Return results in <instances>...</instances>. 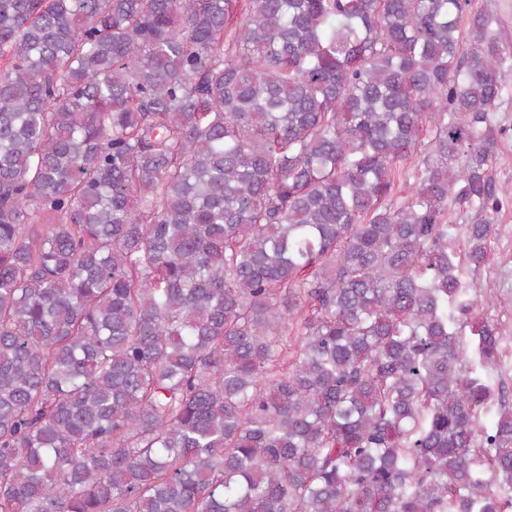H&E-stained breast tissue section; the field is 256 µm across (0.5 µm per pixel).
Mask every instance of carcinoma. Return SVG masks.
I'll return each instance as SVG.
<instances>
[{"label":"carcinoma","instance_id":"obj_1","mask_svg":"<svg viewBox=\"0 0 512 512\" xmlns=\"http://www.w3.org/2000/svg\"><path fill=\"white\" fill-rule=\"evenodd\" d=\"M501 24L0 0V512H512ZM491 173L507 194L512 193V130L510 136L499 143ZM491 254L485 267L476 275L482 293L491 294L497 306L484 307L483 313L499 323L504 339L503 357L498 369L491 372L494 381L512 385V201L501 210L495 223Z\"/></svg>","mask_w":512,"mask_h":512}]
</instances>
